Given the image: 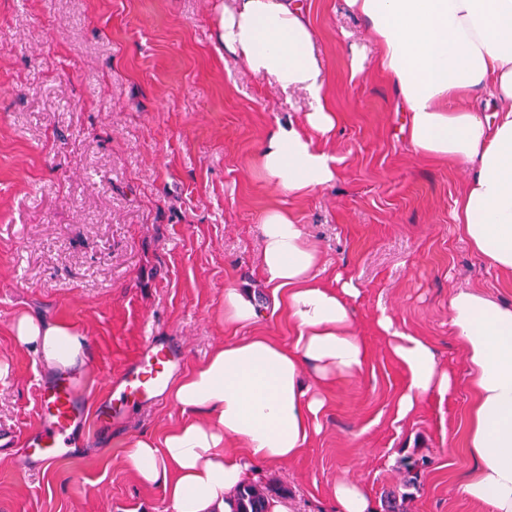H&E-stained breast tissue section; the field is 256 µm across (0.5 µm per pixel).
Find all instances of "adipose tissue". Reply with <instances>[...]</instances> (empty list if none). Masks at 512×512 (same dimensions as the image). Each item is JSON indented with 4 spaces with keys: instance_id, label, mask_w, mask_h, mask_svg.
<instances>
[{
    "instance_id": "adipose-tissue-1",
    "label": "adipose tissue",
    "mask_w": 512,
    "mask_h": 512,
    "mask_svg": "<svg viewBox=\"0 0 512 512\" xmlns=\"http://www.w3.org/2000/svg\"><path fill=\"white\" fill-rule=\"evenodd\" d=\"M345 2L378 48L377 67L399 89L416 153L468 167L455 219L469 246L512 276V0ZM218 32L251 73L314 101L305 125L277 124L260 146L256 161L268 185L302 196L334 184L337 160L315 140L332 133L336 114L326 105L314 33L298 0H236ZM481 89L492 111L452 108ZM262 232L264 279L286 289L284 310L297 334L288 346L260 335L217 346L169 392L189 421L162 444L143 438L126 451L125 464L173 512H233L254 468L288 464L320 432L323 389L364 370L367 349L352 314L359 288L317 282V249L290 211L268 212ZM377 326L405 373L398 417L453 391L455 379L427 339L384 314ZM448 326L464 347L476 392L467 432L475 466L461 491L489 512H512V305L462 288L448 300ZM13 332L50 372L88 364L84 334L67 324L24 314Z\"/></svg>"
}]
</instances>
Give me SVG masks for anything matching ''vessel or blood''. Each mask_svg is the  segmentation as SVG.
Wrapping results in <instances>:
<instances>
[{"label":"vessel or blood","instance_id":"b4317fda","mask_svg":"<svg viewBox=\"0 0 512 512\" xmlns=\"http://www.w3.org/2000/svg\"><path fill=\"white\" fill-rule=\"evenodd\" d=\"M173 353L154 341H146L120 382L125 397L151 399L163 393L168 385ZM37 413L41 428L26 438L16 431L0 428V441L14 443L25 440L30 453L22 468L36 470L54 459L71 438L84 416V398L67 378L45 381L39 392Z\"/></svg>","mask_w":512,"mask_h":512}]
</instances>
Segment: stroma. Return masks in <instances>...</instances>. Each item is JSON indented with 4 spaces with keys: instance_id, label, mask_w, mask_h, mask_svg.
<instances>
[{
    "instance_id": "1",
    "label": "stroma",
    "mask_w": 512,
    "mask_h": 512,
    "mask_svg": "<svg viewBox=\"0 0 512 512\" xmlns=\"http://www.w3.org/2000/svg\"><path fill=\"white\" fill-rule=\"evenodd\" d=\"M315 32L334 132L317 146L340 161L335 183L295 197L255 162L276 123L304 122L305 92H283L224 50L233 0H0V425H38L37 356L12 326L25 313L75 325L94 344L75 376L92 399L120 381L145 337L182 376L219 344L253 331L291 344L296 330L264 281L262 221L291 211L319 253L318 280H353L362 376L324 392L321 430L259 482L287 488L296 512H335L338 479L362 483L372 512L400 485L405 457L426 461L408 512H488L460 485L473 399L448 299L469 288L512 305V276L473 252L453 218L467 170L421 157L405 106L375 65L378 49L345 0H301ZM252 292L267 316L224 320V291ZM427 338L456 378L447 397L398 418L405 374L375 320ZM119 420L47 468L24 471L23 443L0 447V512H172L125 467L141 437L162 441L185 415L163 395L113 400Z\"/></svg>"
}]
</instances>
